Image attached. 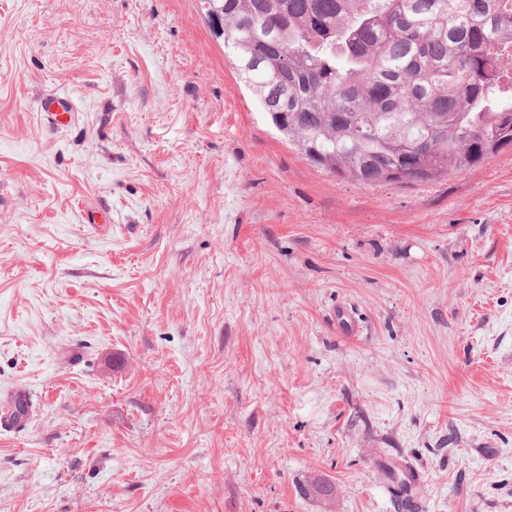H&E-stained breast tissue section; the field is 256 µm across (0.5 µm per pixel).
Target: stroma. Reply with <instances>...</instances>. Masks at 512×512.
Returning a JSON list of instances; mask_svg holds the SVG:
<instances>
[{"label": "stroma", "instance_id": "35a3bbf8", "mask_svg": "<svg viewBox=\"0 0 512 512\" xmlns=\"http://www.w3.org/2000/svg\"><path fill=\"white\" fill-rule=\"evenodd\" d=\"M21 383L0 512H395L404 464L420 512H512V147L363 185L272 127L199 0H0ZM38 111L41 112L44 121L52 128H58L65 123L61 120L62 116L77 112V106L74 99L63 93H50L44 95L38 103Z\"/></svg>", "mask_w": 512, "mask_h": 512}]
</instances>
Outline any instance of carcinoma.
<instances>
[{
    "label": "carcinoma",
    "instance_id": "1",
    "mask_svg": "<svg viewBox=\"0 0 512 512\" xmlns=\"http://www.w3.org/2000/svg\"><path fill=\"white\" fill-rule=\"evenodd\" d=\"M240 79L313 165L438 179L512 144V0H200Z\"/></svg>",
    "mask_w": 512,
    "mask_h": 512
}]
</instances>
